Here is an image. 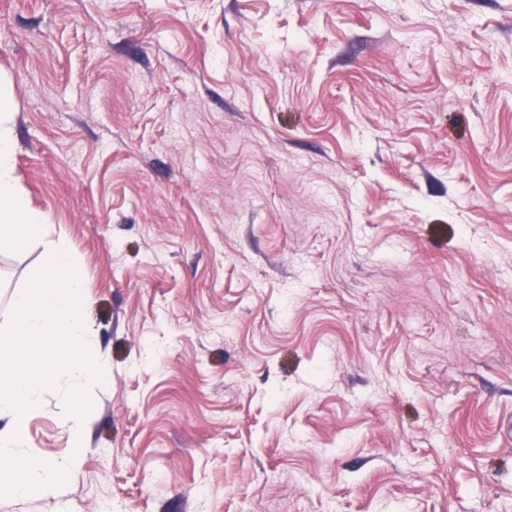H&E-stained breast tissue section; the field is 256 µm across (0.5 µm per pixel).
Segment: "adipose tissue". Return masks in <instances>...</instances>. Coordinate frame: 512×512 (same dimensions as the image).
I'll return each mask as SVG.
<instances>
[{"label":"adipose tissue","mask_w":512,"mask_h":512,"mask_svg":"<svg viewBox=\"0 0 512 512\" xmlns=\"http://www.w3.org/2000/svg\"><path fill=\"white\" fill-rule=\"evenodd\" d=\"M14 112L10 96L0 89V244H18L45 233L44 217L20 191L14 176Z\"/></svg>","instance_id":"ef3b65f1"}]
</instances>
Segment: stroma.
<instances>
[{
  "label": "stroma",
  "mask_w": 512,
  "mask_h": 512,
  "mask_svg": "<svg viewBox=\"0 0 512 512\" xmlns=\"http://www.w3.org/2000/svg\"><path fill=\"white\" fill-rule=\"evenodd\" d=\"M0 76V325L65 239L108 375L0 512H512V0H0ZM14 112L11 97L0 89V244H18L44 236L41 213L20 191L14 176Z\"/></svg>",
  "instance_id": "35a3bbf8"
}]
</instances>
